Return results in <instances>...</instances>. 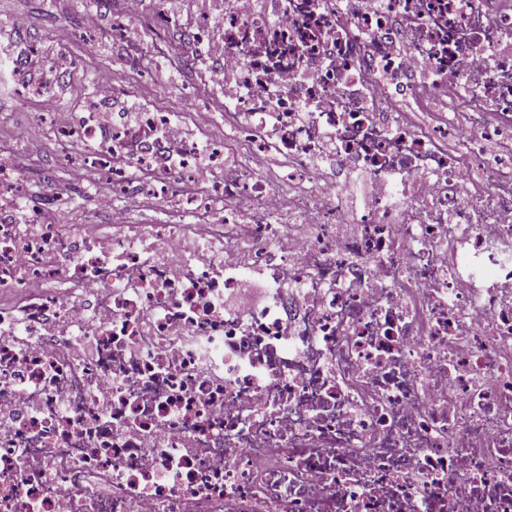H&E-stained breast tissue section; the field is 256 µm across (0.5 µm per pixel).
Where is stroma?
Masks as SVG:
<instances>
[{
	"instance_id": "1",
	"label": "stroma",
	"mask_w": 512,
	"mask_h": 512,
	"mask_svg": "<svg viewBox=\"0 0 512 512\" xmlns=\"http://www.w3.org/2000/svg\"><path fill=\"white\" fill-rule=\"evenodd\" d=\"M90 7L102 16V27L94 35L84 27L85 11ZM121 8L122 0H0V34L15 50L34 48L45 57L63 53L74 63L73 74L60 91L56 116L46 124L45 138L10 147V162L21 175L29 198L48 204L46 221H110L96 206L99 184L92 168L63 161L55 139L56 125L65 124L69 113L90 98L100 71H115L119 86L130 99L148 98L165 112L182 115L198 103L217 112L222 109L215 90L203 87L197 73L185 66L181 42L169 28L149 27L152 41L161 48L158 67L139 63L126 39L113 33ZM20 90L17 80L0 83V122L11 128L27 125L46 110L41 97H24Z\"/></svg>"
}]
</instances>
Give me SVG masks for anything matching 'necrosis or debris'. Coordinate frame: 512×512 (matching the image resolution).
Here are the masks:
<instances>
[{
  "label": "necrosis or debris",
  "mask_w": 512,
  "mask_h": 512,
  "mask_svg": "<svg viewBox=\"0 0 512 512\" xmlns=\"http://www.w3.org/2000/svg\"><path fill=\"white\" fill-rule=\"evenodd\" d=\"M200 2L120 29L223 138L97 92L111 225L0 199V512H512V0Z\"/></svg>",
  "instance_id": "4bbe7bcc"
}]
</instances>
